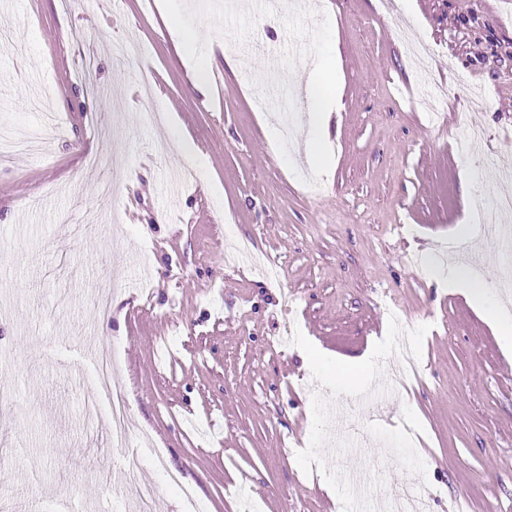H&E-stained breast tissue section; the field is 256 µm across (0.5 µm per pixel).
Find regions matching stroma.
<instances>
[{
  "label": "stroma",
  "instance_id": "stroma-1",
  "mask_svg": "<svg viewBox=\"0 0 512 512\" xmlns=\"http://www.w3.org/2000/svg\"><path fill=\"white\" fill-rule=\"evenodd\" d=\"M165 7L202 29L200 55L240 62L212 66L209 96ZM415 7L418 26L381 0H302L268 21L223 0H0V127L56 117L40 155L0 166V346L21 358L0 370L15 394L0 512H56L62 493L68 512H130L141 485L159 512H184L185 487L203 512H379L384 487L429 512H512V355L430 276L451 263L462 183L475 200L490 180L512 188V0ZM401 27L431 54L414 61ZM331 54L320 82L340 107L319 145L299 85ZM430 88L446 92L436 118L418 102ZM403 337L419 377L398 387ZM377 339V380L348 394L300 353L346 360ZM92 341L118 351L133 474L109 417L85 421ZM382 395L391 420L353 435Z\"/></svg>",
  "mask_w": 512,
  "mask_h": 512
}]
</instances>
